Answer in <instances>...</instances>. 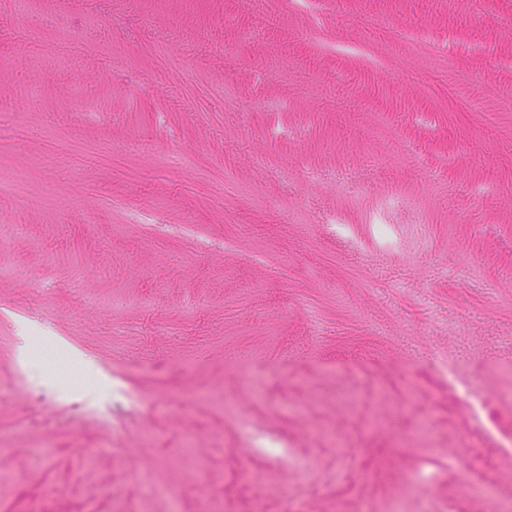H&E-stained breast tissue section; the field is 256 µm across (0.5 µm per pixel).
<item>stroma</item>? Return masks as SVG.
<instances>
[{
    "mask_svg": "<svg viewBox=\"0 0 512 512\" xmlns=\"http://www.w3.org/2000/svg\"><path fill=\"white\" fill-rule=\"evenodd\" d=\"M510 17L0 0V512H512Z\"/></svg>",
    "mask_w": 512,
    "mask_h": 512,
    "instance_id": "stroma-1",
    "label": "stroma"
}]
</instances>
